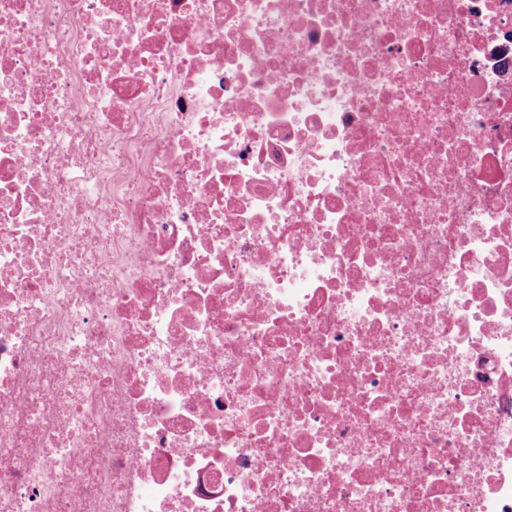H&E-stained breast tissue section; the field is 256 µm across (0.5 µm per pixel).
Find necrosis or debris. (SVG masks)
Masks as SVG:
<instances>
[{
  "label": "necrosis or debris",
  "instance_id": "1",
  "mask_svg": "<svg viewBox=\"0 0 512 512\" xmlns=\"http://www.w3.org/2000/svg\"><path fill=\"white\" fill-rule=\"evenodd\" d=\"M0 512H512V0H0Z\"/></svg>",
  "mask_w": 512,
  "mask_h": 512
}]
</instances>
